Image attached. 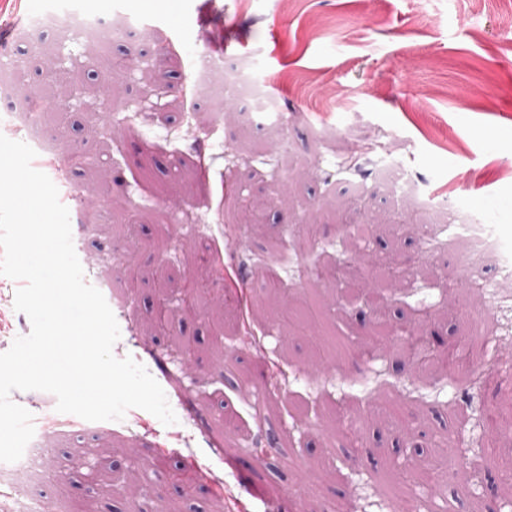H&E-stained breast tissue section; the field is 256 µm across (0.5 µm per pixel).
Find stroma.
<instances>
[{
  "mask_svg": "<svg viewBox=\"0 0 512 512\" xmlns=\"http://www.w3.org/2000/svg\"><path fill=\"white\" fill-rule=\"evenodd\" d=\"M512 0H17L0 24L18 49L38 43L24 83L0 59V115L42 96L38 125L76 163V193L109 201L110 221L71 225L85 281L102 289L120 329L113 353L133 357L162 387L177 421L132 408L93 437L60 419L57 399L16 391L45 441L37 481L11 484V501L38 493L43 512H512L496 486L512 472L486 412L512 401V279L488 263L482 287L439 288L453 266V229L423 244L405 224L398 189L365 161L397 160L423 191L462 201L512 245V41L501 21ZM99 16L91 34L31 15ZM160 25L142 31L136 15ZM230 35L231 51H210ZM240 79L287 121L259 129ZM74 83L53 95L45 71ZM170 116L159 123L154 109ZM201 140L202 152L190 143ZM371 224L370 251L397 254L412 280L391 292L393 318L453 304L429 324L441 343L466 336L484 301L492 332L453 378H419L399 350L362 357L371 311L343 301L350 273L346 225ZM172 316L162 321L160 310ZM320 375H312L314 366ZM237 409L224 421L221 402ZM263 447H256L257 437ZM333 469L323 466L324 455Z\"/></svg>",
  "mask_w": 512,
  "mask_h": 512,
  "instance_id": "35a3bbf8",
  "label": "stroma"
}]
</instances>
